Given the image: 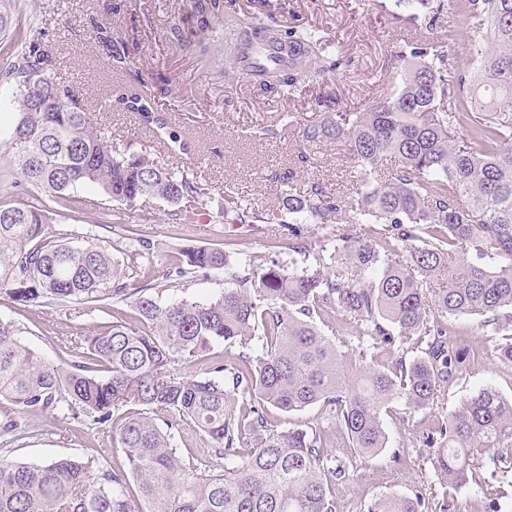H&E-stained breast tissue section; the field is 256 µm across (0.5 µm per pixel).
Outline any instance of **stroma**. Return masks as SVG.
I'll return each instance as SVG.
<instances>
[{"instance_id": "1", "label": "stroma", "mask_w": 512, "mask_h": 512, "mask_svg": "<svg viewBox=\"0 0 512 512\" xmlns=\"http://www.w3.org/2000/svg\"><path fill=\"white\" fill-rule=\"evenodd\" d=\"M106 0H13L11 9L18 25L0 38V143L9 137L14 120V81L4 69L14 59L18 43L40 42L53 52L56 76L70 82L89 101V119L104 128L113 147L129 152L152 150L157 141L136 114L119 107L104 108L101 94L114 74L96 37V26L137 38L135 68L155 96L158 111L170 114L178 134L190 151L172 156V163L193 173L209 191L207 213L224 209L227 195L247 203L275 209L280 187L296 188L318 181L329 191L344 193L349 183L341 159L342 147L328 144L314 155L311 167H300L296 154L298 134L280 123L278 134L266 137L261 129L270 116L295 113L301 122L316 120L309 107L323 89L336 91L341 107L361 109L379 96L381 89L397 87L402 78L392 54L414 38L412 24L397 20L394 0H278V19L284 27L304 28L321 38L328 53L343 51L344 75L329 76L325 85L300 83L294 92L263 91L228 66L225 56L200 62L195 47L207 34L196 25L193 0H126L120 12L108 13ZM122 219L151 244L154 269L164 267L178 249L215 243L213 226L175 224L160 203L149 201L135 207L102 204L95 188L79 189L71 203L57 207L50 231L60 238L80 242L86 232L112 240V222ZM241 259L254 255L279 256L288 252L274 246L276 237L288 230L278 224L259 228L226 227ZM0 317L14 322L18 338L49 359H56L58 340L83 328L107 322L106 314L81 305L70 308L34 307L16 310L0 300ZM452 323L462 340L472 344L475 356L462 379L450 384L442 407L451 410L479 389L490 387L512 398V366L501 363L497 348L503 336L486 329L481 317L462 315ZM434 414H406L394 405L384 417L388 444L373 461L359 464L346 482L336 484V512H359L361 503L397 492H422L430 501L449 500L450 512H485L486 496L477 485L448 490L431 464L432 451L420 436ZM29 433L0 450L10 460L44 462L60 456L86 458L96 449L111 445L87 418H29Z\"/></svg>"}]
</instances>
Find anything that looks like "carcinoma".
Masks as SVG:
<instances>
[{"label": "carcinoma", "instance_id": "carcinoma-1", "mask_svg": "<svg viewBox=\"0 0 512 512\" xmlns=\"http://www.w3.org/2000/svg\"><path fill=\"white\" fill-rule=\"evenodd\" d=\"M420 14L429 31L448 0H396ZM203 28L229 23L233 68L256 49L278 46L279 61L249 81L293 92L341 70L314 33L284 30L271 5L238 17L231 0H196ZM467 26L486 35L467 41L472 67L454 64L450 36H422L396 53L401 84L359 112L332 94L316 100L318 120L299 126L302 145L343 147L352 191L313 182L279 193L269 212L234 204L214 223L288 226L299 268L276 259L231 260L224 246H190L171 257L160 281L137 280L149 242L122 226L112 243L89 235L63 243L49 232L48 202L94 186L106 203L129 208L143 199L183 223L208 193L162 157L116 153L88 121V103L57 78L53 56L31 43L9 73L31 75L18 89L5 142L6 172L37 191L26 203H0V299L15 308L80 303L110 314L130 301L136 316L95 325L58 360L23 344L0 318V444L25 438L32 416L81 415L111 433L112 447L87 458L42 464L0 461V512H336L331 485L387 447L383 415L432 410L465 369L471 350L437 316L479 315L499 333L512 326V0H459ZM112 68L141 83L129 41L98 31ZM128 112L159 131L166 114L151 95L120 98ZM346 225L322 243L296 226ZM385 225L384 233L376 225ZM122 254L126 261L117 259ZM224 272V289L206 300L163 303L158 287L187 286L199 274ZM237 348L228 356L215 352ZM209 362L203 375L176 363ZM319 406L336 425L283 427L272 412ZM187 426L205 448L186 455L176 432ZM444 484L492 481L512 487V399L491 387L464 399L422 433ZM352 449L342 459L340 446ZM122 452L112 466L109 455ZM224 472H212L215 461ZM135 483L137 493L129 489ZM366 512H447L415 494L387 493Z\"/></svg>", "mask_w": 512, "mask_h": 512}]
</instances>
